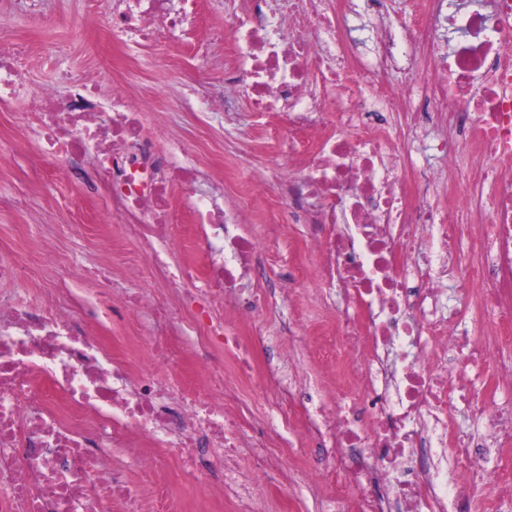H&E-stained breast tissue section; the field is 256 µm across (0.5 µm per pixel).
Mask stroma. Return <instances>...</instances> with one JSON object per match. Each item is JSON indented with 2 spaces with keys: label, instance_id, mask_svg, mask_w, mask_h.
<instances>
[{
  "label": "stroma",
  "instance_id": "obj_1",
  "mask_svg": "<svg viewBox=\"0 0 512 512\" xmlns=\"http://www.w3.org/2000/svg\"><path fill=\"white\" fill-rule=\"evenodd\" d=\"M117 5L118 0H42L40 14L34 17L21 13L16 0H0V43L26 47L33 95L50 88L65 96V75L84 72L97 75L102 93L122 86L141 94L146 127L166 120L170 133L193 153L197 167L222 180L226 200L247 199L244 218L253 224L270 257L262 273L252 278L265 302L239 333L259 335L263 341L255 346L249 374H239L235 359L225 357L229 384L243 400L260 401L267 371L288 360L308 381L318 380L325 365L313 332L335 316L338 299L316 286L317 271L303 225L277 223L278 196L252 192L254 171L281 148L274 127L254 122L247 99L225 87L224 45L202 54L194 46L164 42L114 44L106 22ZM201 70L214 93L233 101V123L204 118L186 99ZM29 110L20 103L0 106V256L18 266L16 287L26 289L32 298L43 296L49 280L39 271L40 249L47 245L65 257H104L115 270V287L139 288V281L119 271L125 253L133 249L121 217L113 214L104 195L81 192L71 181L57 177L55 164L46 158L30 127ZM287 277L300 287L293 301L284 288ZM489 378L482 369L470 373L469 395L455 410L461 432L473 431L476 412L486 408ZM295 435L296 448L274 450L281 465L256 503L258 512H323L331 488L307 485L305 475L317 466L334 470L336 463L312 443L304 428H296Z\"/></svg>",
  "mask_w": 512,
  "mask_h": 512
}]
</instances>
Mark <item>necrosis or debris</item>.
<instances>
[{
	"mask_svg": "<svg viewBox=\"0 0 512 512\" xmlns=\"http://www.w3.org/2000/svg\"><path fill=\"white\" fill-rule=\"evenodd\" d=\"M188 2L122 0L113 41L182 39L195 26ZM249 2L201 39L232 43L225 84L287 130L281 157L257 183L281 197L283 223L308 225L319 288L346 300L322 330L344 377L336 408L311 405L304 423L319 447L341 454L337 493L351 494L358 512H447L475 488L485 512H512V407L483 416L477 439L452 414L470 367H490L493 390L512 388V363L497 357L512 345V0H428L400 34L382 37L369 63L353 51L347 15L325 0H287L300 33L286 43L268 19L271 0ZM401 41L424 66L414 96L385 79ZM25 67L22 51L0 50V105L28 97ZM478 79L483 94L472 104ZM99 95L84 75L66 99L42 93L31 117L61 174L84 169L110 195L137 246L129 268L153 287L120 291L110 266L47 249L44 272L67 264L70 279L95 284L94 296L60 285L36 302L0 291V512H112L116 501L127 512H169L174 477L250 503L262 478L244 476L232 456L264 447L266 436L229 393L224 356L249 372L252 345L216 310L231 298L242 319L253 317L263 297L249 280L263 246L180 143L146 130L128 93L113 89L106 107ZM426 124L440 134L423 166L409 143ZM462 149L477 160L466 171ZM451 172L498 188L470 222L459 199L441 198ZM176 174L200 228V268L168 263L182 248L169 193ZM465 235L472 255L454 256ZM452 260L477 282L471 299L493 318L494 335H459L455 314L440 311ZM117 308L148 323L137 348L164 375L113 357ZM119 449L141 485L114 464ZM447 457L453 470L438 465Z\"/></svg>",
	"mask_w": 512,
	"mask_h": 512,
	"instance_id": "necrosis-or-debris-1",
	"label": "necrosis or debris"
}]
</instances>
